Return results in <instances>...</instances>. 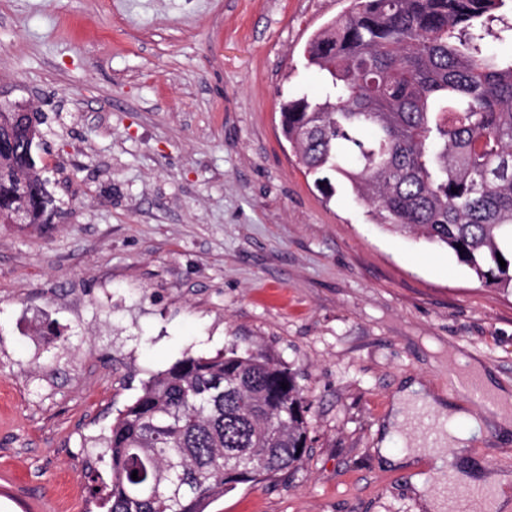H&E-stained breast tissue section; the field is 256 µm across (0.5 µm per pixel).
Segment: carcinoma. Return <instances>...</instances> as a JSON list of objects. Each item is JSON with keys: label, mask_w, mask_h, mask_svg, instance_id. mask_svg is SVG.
<instances>
[{"label": "carcinoma", "mask_w": 512, "mask_h": 512, "mask_svg": "<svg viewBox=\"0 0 512 512\" xmlns=\"http://www.w3.org/2000/svg\"><path fill=\"white\" fill-rule=\"evenodd\" d=\"M353 2L308 43L323 92L282 104L285 138L306 174L342 177L376 223L512 288L506 0ZM12 120L0 111V224H40L53 200L36 161H22L26 135ZM310 408L295 373L261 349L183 357L98 439L111 480L93 495L107 512H205L242 484L297 467Z\"/></svg>", "instance_id": "obj_1"}]
</instances>
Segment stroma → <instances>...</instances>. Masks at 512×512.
<instances>
[{
	"label": "stroma",
	"instance_id": "stroma-1",
	"mask_svg": "<svg viewBox=\"0 0 512 512\" xmlns=\"http://www.w3.org/2000/svg\"><path fill=\"white\" fill-rule=\"evenodd\" d=\"M352 0H0V104L42 113L33 157L57 210L0 224V512H101L95 439L156 372L230 344L287 363L312 402L295 469L206 512H424L427 460L384 465L414 380L483 425L454 468L506 477L512 426L463 394L478 361L512 392V290L369 221L281 131L317 95L305 48Z\"/></svg>",
	"mask_w": 512,
	"mask_h": 512
}]
</instances>
